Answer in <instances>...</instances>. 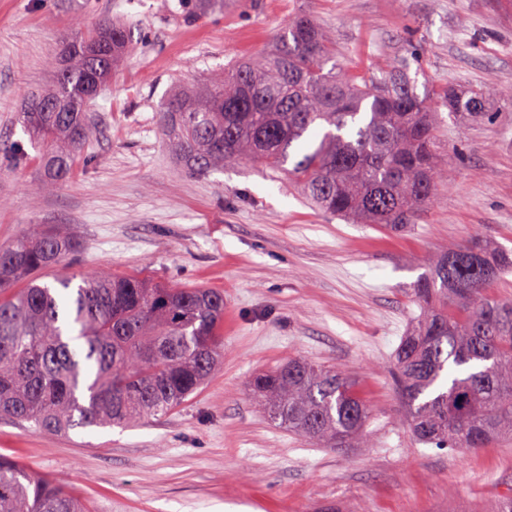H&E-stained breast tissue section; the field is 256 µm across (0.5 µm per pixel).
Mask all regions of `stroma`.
<instances>
[{
	"instance_id": "35a3bbf8",
	"label": "stroma",
	"mask_w": 512,
	"mask_h": 512,
	"mask_svg": "<svg viewBox=\"0 0 512 512\" xmlns=\"http://www.w3.org/2000/svg\"><path fill=\"white\" fill-rule=\"evenodd\" d=\"M336 41L337 69L406 59L431 93L485 94L490 120L438 134L448 187L398 233L309 205L283 174L228 163L196 176L175 159L159 104L174 83L265 53L289 16ZM123 23L133 55L91 110L99 131L61 186L15 163L28 95L75 23ZM512 0H0V246L68 224L72 271L105 268L224 294L223 361L181 407L146 426L54 435L0 422V455L63 487L88 512H495L512 494V436L461 454L414 443L390 368L420 314L411 289L440 253L481 230L512 250ZM291 358L345 370L371 406L366 448H315L251 396Z\"/></svg>"
}]
</instances>
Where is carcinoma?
<instances>
[{
    "instance_id": "carcinoma-1",
    "label": "carcinoma",
    "mask_w": 512,
    "mask_h": 512,
    "mask_svg": "<svg viewBox=\"0 0 512 512\" xmlns=\"http://www.w3.org/2000/svg\"><path fill=\"white\" fill-rule=\"evenodd\" d=\"M133 49L105 20L64 40L55 72L19 121L38 151L40 187L60 185L96 136L86 112ZM335 41L298 14L274 49L201 83L174 87L159 112L192 174L248 161L288 173L320 211L397 230L415 224L448 186L454 155L437 137L429 94L407 63L366 74L336 72ZM449 116L488 118L486 97L452 85ZM78 250L66 226L34 230L0 247V419L49 433L136 428L184 404L213 374L224 344V294L169 288L100 269L55 285L12 283L62 267ZM512 251L479 233L439 255L413 285L421 315L393 362L405 421L419 444L468 453L512 436V301L493 284ZM251 395L317 448L367 447V400L342 370L307 360L256 374ZM0 512H85L83 504L0 457Z\"/></svg>"
}]
</instances>
